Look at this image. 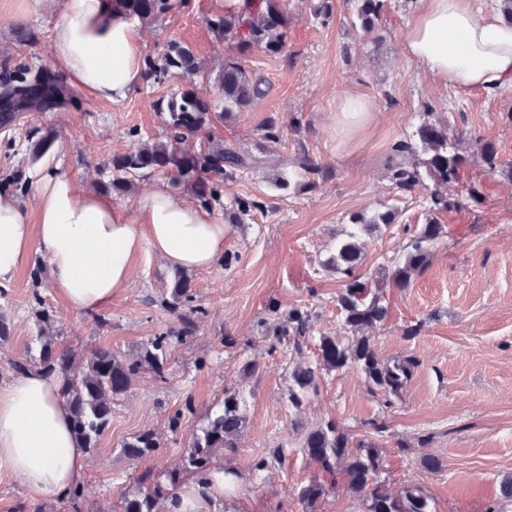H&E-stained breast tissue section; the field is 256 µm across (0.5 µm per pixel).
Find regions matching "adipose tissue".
<instances>
[{"instance_id": "obj_1", "label": "adipose tissue", "mask_w": 512, "mask_h": 512, "mask_svg": "<svg viewBox=\"0 0 512 512\" xmlns=\"http://www.w3.org/2000/svg\"><path fill=\"white\" fill-rule=\"evenodd\" d=\"M405 46L445 83L512 87V23L481 12L475 0H416ZM52 53L71 84L103 100L126 96L143 79L142 29L115 0H65ZM29 189L38 201L33 218L12 190L0 188V283L39 254L51 288L74 312L102 309L130 288L143 247L187 270L212 268L224 254L221 220L166 184L139 200L132 216L54 169L31 178ZM0 466L35 500L83 481L88 460L71 430L60 375L32 368L0 388Z\"/></svg>"}]
</instances>
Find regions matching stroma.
<instances>
[{
    "label": "stroma",
    "instance_id": "1",
    "mask_svg": "<svg viewBox=\"0 0 512 512\" xmlns=\"http://www.w3.org/2000/svg\"><path fill=\"white\" fill-rule=\"evenodd\" d=\"M52 2L51 10L18 20L0 13V62L53 66L50 38L62 0ZM286 4L287 53L256 51L244 62L265 79L268 92L248 111L234 113L222 134L255 155L308 153L324 164L325 179L304 189L293 185L292 166L279 165L225 182V205L251 196L265 209L229 225L228 262L190 272L200 309L193 338L172 344L164 380L140 374L117 399L109 428L88 454L80 499L53 496L34 506L28 489L0 468V512H120L125 494L151 492L183 472L193 436L228 388L243 391L246 421L236 447L218 452L217 459L240 477L232 508L219 501L209 512H305L298 493L320 472L300 444L307 430L333 418L353 439L381 448L380 479L389 489L420 487L435 512H512V501L502 495L512 478V181L469 162L448 196L464 197L474 182L479 202L433 213L425 192L402 197L388 178L393 145L412 138L427 120L468 130L494 145L501 160L512 161V88L496 95L463 91L426 74L405 51L411 0H389L369 36L379 43L375 50L363 48L367 36L351 24L353 0H331L325 23L314 16L318 0ZM223 9L224 0H185L178 12L142 27L146 55H161L173 40L193 50L207 73L196 89L208 99L216 96L213 78L229 52L208 24ZM172 89L143 82L107 101L73 88V103L20 115L0 128V175H25L45 165L78 185L101 188L113 153L138 139L164 140L153 103ZM348 96L373 105L369 125L341 124L338 108ZM271 119L287 127L284 144L261 139L260 128ZM32 126L56 134L44 153L34 152L27 139ZM387 205L401 207L399 223L360 240L359 271L370 277L402 254L427 217L443 226L425 271L407 288L385 286L388 316L368 331L382 358L413 357L418 364L392 399L371 393L357 367L322 372L318 392L293 409L292 356L282 347L270 352L268 336L295 307L309 312L313 336L342 335L336 307L342 279L330 259L351 231L352 216L368 217ZM38 264V256L26 258L0 296V316L11 327L9 341L0 345V386L15 375L16 363L39 352L42 325L32 311L33 292L44 298L60 339L78 348L109 346L127 359L178 324L159 302L178 270L151 248L136 257L131 288L95 313L71 311L47 278L32 280ZM416 323L419 335L407 336ZM252 361L259 367L250 374L245 366ZM177 413L182 419L174 428L170 419ZM149 428L159 437L158 452L128 457L124 442ZM276 447L280 459L255 470ZM426 452L440 459L441 468L422 465Z\"/></svg>",
    "mask_w": 512,
    "mask_h": 512
}]
</instances>
